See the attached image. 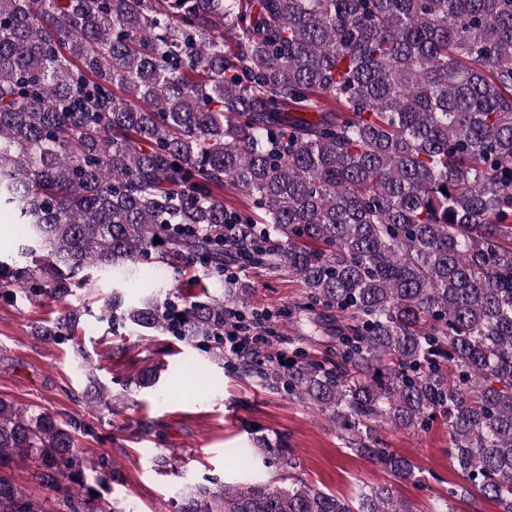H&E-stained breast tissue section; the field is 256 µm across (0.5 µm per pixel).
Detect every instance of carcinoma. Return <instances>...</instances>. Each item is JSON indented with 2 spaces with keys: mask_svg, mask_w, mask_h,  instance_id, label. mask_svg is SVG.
<instances>
[{
  "mask_svg": "<svg viewBox=\"0 0 512 512\" xmlns=\"http://www.w3.org/2000/svg\"><path fill=\"white\" fill-rule=\"evenodd\" d=\"M1 209L27 233L0 297L198 264L222 294L114 295L107 320L217 357L227 309L253 325L224 264V225H248L237 258L351 324L333 369L297 351L242 372L398 481L422 477L377 428L443 421L465 481L512 512V0H0ZM84 430L0 400V512H46L1 472L15 458L69 512H131ZM240 453L290 483L196 485L180 512H415L390 485L308 486L284 439Z\"/></svg>",
  "mask_w": 512,
  "mask_h": 512,
  "instance_id": "carcinoma-1",
  "label": "carcinoma"
}]
</instances>
